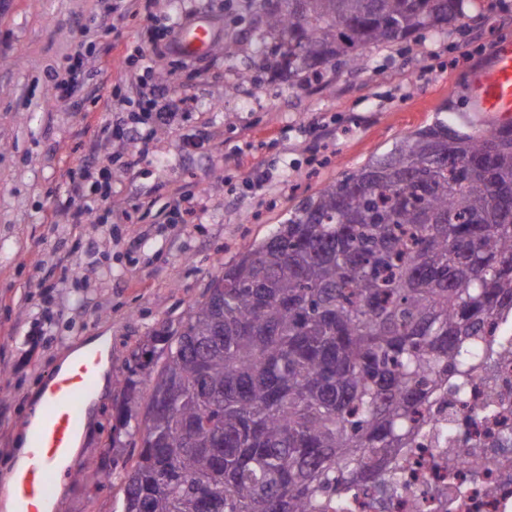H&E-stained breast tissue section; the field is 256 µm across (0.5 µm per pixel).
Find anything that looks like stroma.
Segmentation results:
<instances>
[{
  "label": "stroma",
  "instance_id": "35a3bbf8",
  "mask_svg": "<svg viewBox=\"0 0 512 512\" xmlns=\"http://www.w3.org/2000/svg\"><path fill=\"white\" fill-rule=\"evenodd\" d=\"M262 2L137 0L119 16L103 0H0V473L16 467L59 360L109 339L112 381L95 395L50 512H123L124 464L139 447L113 434L112 399L139 344L186 317L210 277L303 198L437 119L473 130L470 76L494 44L512 42V0H475L448 34L372 46L361 67L299 83L277 67L282 37L263 25ZM173 20L211 21L216 36L198 55L141 57L150 27ZM228 37L238 40L229 60ZM77 49V92L65 98L58 64ZM152 88L178 104L172 120L141 112ZM255 169L267 176L259 193L245 183ZM90 202L92 221L70 223ZM91 461L104 463L109 486L86 480Z\"/></svg>",
  "mask_w": 512,
  "mask_h": 512
}]
</instances>
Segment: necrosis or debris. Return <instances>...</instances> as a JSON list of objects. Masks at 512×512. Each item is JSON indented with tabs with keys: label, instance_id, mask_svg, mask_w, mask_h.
I'll list each match as a JSON object with an SVG mask.
<instances>
[{
	"label": "necrosis or debris",
	"instance_id": "1",
	"mask_svg": "<svg viewBox=\"0 0 512 512\" xmlns=\"http://www.w3.org/2000/svg\"><path fill=\"white\" fill-rule=\"evenodd\" d=\"M493 351L425 407L409 447L349 484L328 512H512V315Z\"/></svg>",
	"mask_w": 512,
	"mask_h": 512
}]
</instances>
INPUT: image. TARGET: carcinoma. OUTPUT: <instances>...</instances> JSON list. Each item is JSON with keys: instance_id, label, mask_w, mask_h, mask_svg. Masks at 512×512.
I'll return each instance as SVG.
<instances>
[{"instance_id": "1", "label": "carcinoma", "mask_w": 512, "mask_h": 512, "mask_svg": "<svg viewBox=\"0 0 512 512\" xmlns=\"http://www.w3.org/2000/svg\"><path fill=\"white\" fill-rule=\"evenodd\" d=\"M471 0H280L288 77L443 34ZM512 125L445 121L308 196L135 356L144 408L125 512H325L426 422L512 311Z\"/></svg>"}]
</instances>
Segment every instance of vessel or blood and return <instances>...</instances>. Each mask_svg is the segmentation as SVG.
I'll list each match as a JSON object with an SVG mask.
<instances>
[{
  "instance_id": "obj_1",
  "label": "vessel or blood",
  "mask_w": 512,
  "mask_h": 512,
  "mask_svg": "<svg viewBox=\"0 0 512 512\" xmlns=\"http://www.w3.org/2000/svg\"><path fill=\"white\" fill-rule=\"evenodd\" d=\"M212 38L208 24L192 23L182 32V52L207 47ZM473 112L479 118L512 116V43L496 45L488 66L475 73L469 86ZM105 356L92 346L74 358L66 370L52 373L43 390L42 418L31 428L26 463L7 478L17 488L16 512H43L56 483V466L66 457L86 424L87 406L97 390Z\"/></svg>"
}]
</instances>
